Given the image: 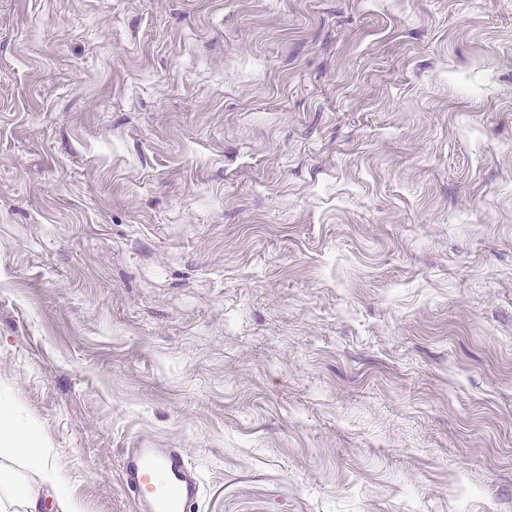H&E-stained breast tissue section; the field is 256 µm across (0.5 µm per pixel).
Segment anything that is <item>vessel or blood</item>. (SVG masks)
<instances>
[{
    "instance_id": "vessel-or-blood-1",
    "label": "vessel or blood",
    "mask_w": 512,
    "mask_h": 512,
    "mask_svg": "<svg viewBox=\"0 0 512 512\" xmlns=\"http://www.w3.org/2000/svg\"><path fill=\"white\" fill-rule=\"evenodd\" d=\"M120 472L143 512H189L200 498V483L178 448L132 449L123 456Z\"/></svg>"
}]
</instances>
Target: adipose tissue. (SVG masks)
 Returning a JSON list of instances; mask_svg holds the SVG:
<instances>
[{"mask_svg":"<svg viewBox=\"0 0 512 512\" xmlns=\"http://www.w3.org/2000/svg\"><path fill=\"white\" fill-rule=\"evenodd\" d=\"M32 433L18 425L6 411L0 410V512H39L42 502L40 488L61 484V465L49 452H34ZM24 458L26 471H32L34 481H27L8 465L9 460Z\"/></svg>","mask_w":512,"mask_h":512,"instance_id":"ef3b65f1","label":"adipose tissue"}]
</instances>
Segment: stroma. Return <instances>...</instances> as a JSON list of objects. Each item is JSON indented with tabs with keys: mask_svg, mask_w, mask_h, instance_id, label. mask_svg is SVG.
Listing matches in <instances>:
<instances>
[{
	"mask_svg": "<svg viewBox=\"0 0 512 512\" xmlns=\"http://www.w3.org/2000/svg\"><path fill=\"white\" fill-rule=\"evenodd\" d=\"M80 512H512V0H0V401ZM180 448H132L122 457L121 481L143 512H185L200 498V483Z\"/></svg>",
	"mask_w": 512,
	"mask_h": 512,
	"instance_id": "obj_1",
	"label": "stroma"
}]
</instances>
